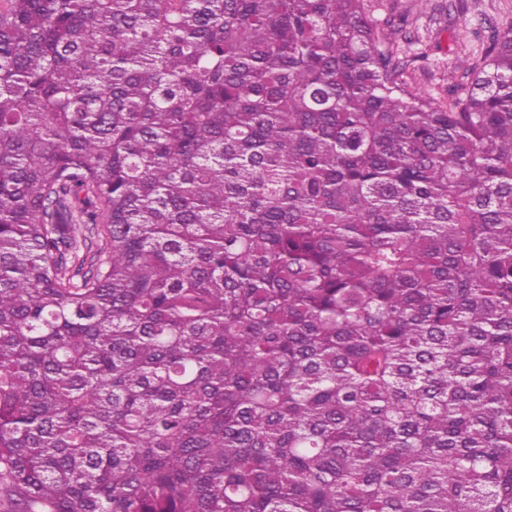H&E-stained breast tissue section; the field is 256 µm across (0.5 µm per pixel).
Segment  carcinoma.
Listing matches in <instances>:
<instances>
[{"label":"carcinoma","instance_id":"1","mask_svg":"<svg viewBox=\"0 0 512 512\" xmlns=\"http://www.w3.org/2000/svg\"><path fill=\"white\" fill-rule=\"evenodd\" d=\"M402 74L365 0H0L7 512H512V32Z\"/></svg>","mask_w":512,"mask_h":512}]
</instances>
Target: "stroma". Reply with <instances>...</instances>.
Segmentation results:
<instances>
[{
  "instance_id": "obj_1",
  "label": "stroma",
  "mask_w": 512,
  "mask_h": 512,
  "mask_svg": "<svg viewBox=\"0 0 512 512\" xmlns=\"http://www.w3.org/2000/svg\"><path fill=\"white\" fill-rule=\"evenodd\" d=\"M413 91L447 104L468 83L492 32L512 29V0H366Z\"/></svg>"
}]
</instances>
